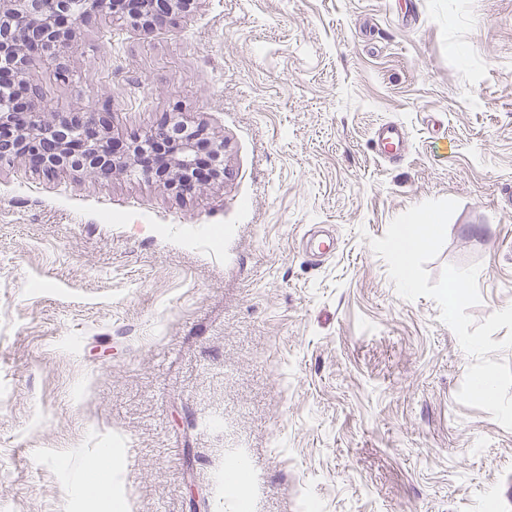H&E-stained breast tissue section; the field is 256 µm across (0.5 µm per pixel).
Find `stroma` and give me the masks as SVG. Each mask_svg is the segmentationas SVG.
Here are the masks:
<instances>
[{
	"label": "stroma",
	"mask_w": 512,
	"mask_h": 512,
	"mask_svg": "<svg viewBox=\"0 0 512 512\" xmlns=\"http://www.w3.org/2000/svg\"><path fill=\"white\" fill-rule=\"evenodd\" d=\"M71 70L29 76L123 142L180 113L224 178L0 162V512H107L78 448L111 449L129 512H237V458L248 512H512V430L458 402L471 357L370 245L456 200L431 279L476 262L472 318L512 305V0H200L81 23ZM375 139L379 152L385 158L395 159L405 150L407 134L401 125L387 123L377 129Z\"/></svg>",
	"instance_id": "obj_1"
}]
</instances>
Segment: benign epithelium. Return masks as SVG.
<instances>
[{"label":"benign epithelium","mask_w":512,"mask_h":512,"mask_svg":"<svg viewBox=\"0 0 512 512\" xmlns=\"http://www.w3.org/2000/svg\"><path fill=\"white\" fill-rule=\"evenodd\" d=\"M135 11L124 15L115 0H0V82L8 80L18 95L0 98V162L19 160L47 177L77 172L97 182L132 172L177 195L200 190L223 177L224 168L211 167L205 178L192 171L205 166L200 157L205 129L171 138L181 121L168 118L123 151L112 146L108 117L71 110L46 113L42 92L28 73L32 57L47 62L63 80L69 79V61L76 50L75 27L80 21L110 17L130 21L145 33L175 14H187L198 0H133Z\"/></svg>","instance_id":"7a95c632"}]
</instances>
